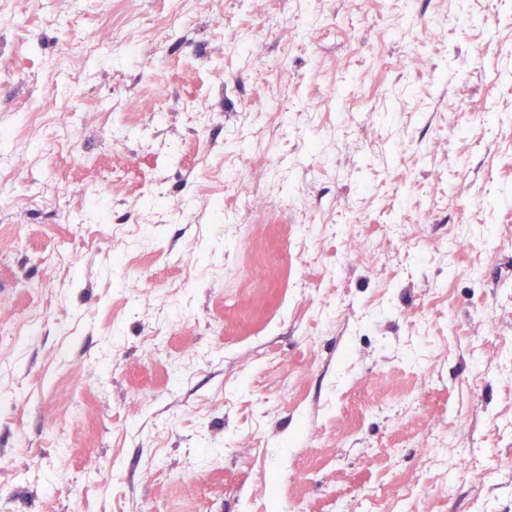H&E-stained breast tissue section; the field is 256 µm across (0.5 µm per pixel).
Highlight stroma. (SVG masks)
<instances>
[{"label": "stroma", "instance_id": "1", "mask_svg": "<svg viewBox=\"0 0 512 512\" xmlns=\"http://www.w3.org/2000/svg\"><path fill=\"white\" fill-rule=\"evenodd\" d=\"M117 8L0 18V320L46 311L0 341V512H512V0H133L134 50ZM43 324L41 314H33L22 325L14 323H0V337L16 341L36 335Z\"/></svg>", "mask_w": 512, "mask_h": 512}]
</instances>
